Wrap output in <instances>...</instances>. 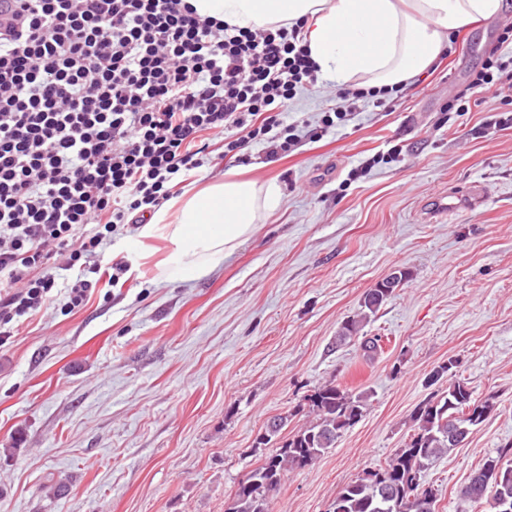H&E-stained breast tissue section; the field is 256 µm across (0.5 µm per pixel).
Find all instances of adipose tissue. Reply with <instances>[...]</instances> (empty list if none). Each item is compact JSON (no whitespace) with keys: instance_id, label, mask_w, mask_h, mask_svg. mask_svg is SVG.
<instances>
[{"instance_id":"obj_1","label":"adipose tissue","mask_w":512,"mask_h":512,"mask_svg":"<svg viewBox=\"0 0 512 512\" xmlns=\"http://www.w3.org/2000/svg\"><path fill=\"white\" fill-rule=\"evenodd\" d=\"M199 16L239 28L302 23L319 76L387 90L434 64L452 30L498 13L500 0H187ZM281 198L276 184L227 179L168 200L143 238L167 241L158 277L203 276L255 230Z\"/></svg>"}]
</instances>
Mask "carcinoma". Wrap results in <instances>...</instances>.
Masks as SVG:
<instances>
[{
	"instance_id": "carcinoma-1",
	"label": "carcinoma",
	"mask_w": 512,
	"mask_h": 512,
	"mask_svg": "<svg viewBox=\"0 0 512 512\" xmlns=\"http://www.w3.org/2000/svg\"><path fill=\"white\" fill-rule=\"evenodd\" d=\"M406 274L389 278L366 292L362 312L345 320L336 342L360 335L364 322L403 285ZM439 366L430 374L429 385L448 380V386L422 403L411 415L414 433L408 442L370 478L359 477L338 490L327 512H428L436 503L433 490L423 487L422 473L448 449L464 441L473 428L482 424L494 410V398L477 401L467 383L451 372V365ZM368 395L353 394L330 382L306 397L313 419L285 434L288 417H278L280 429H268L257 444L275 445L262 463L239 482L227 512H270V502L289 470L312 465L329 449L336 447L342 434L361 421ZM508 452L487 457L469 482L458 491L459 507L487 503L489 512H501L500 503L512 506V464L505 461Z\"/></svg>"
}]
</instances>
